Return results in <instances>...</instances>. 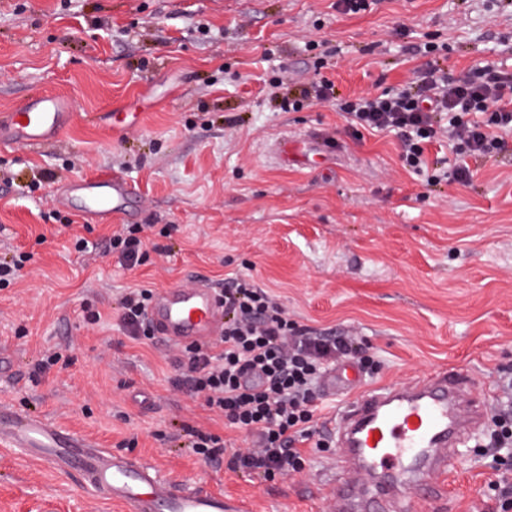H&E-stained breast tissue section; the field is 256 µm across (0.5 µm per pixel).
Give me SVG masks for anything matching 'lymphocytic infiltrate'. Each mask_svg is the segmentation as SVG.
<instances>
[{"mask_svg": "<svg viewBox=\"0 0 512 512\" xmlns=\"http://www.w3.org/2000/svg\"><path fill=\"white\" fill-rule=\"evenodd\" d=\"M429 60L416 79L398 90L342 97L331 81H310L279 95L280 108L296 112L325 103L345 115L352 128L395 133L404 166L427 165V143L447 137L456 156L449 181L469 184L470 160L499 155L504 136L512 132V73L484 65L463 77L448 73L439 48L427 43ZM154 232L150 224H129L113 234L110 250L119 264L140 265ZM224 330L206 345L181 348L173 362L175 387L203 397L224 418V425L243 435L244 445L203 429L186 434L199 460L227 463L264 481L303 472L309 464L303 446L316 438L318 382L326 368L343 358L370 364L365 348L350 336L298 325L266 289L245 276L224 281ZM148 288H131L120 303L121 324L135 340L152 339L145 311ZM503 396L490 418L481 446L499 476L491 483L497 512H512V375L499 377Z\"/></svg>", "mask_w": 512, "mask_h": 512, "instance_id": "f902f5d3", "label": "lymphocytic infiltrate"}]
</instances>
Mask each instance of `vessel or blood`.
<instances>
[{
	"instance_id": "1",
	"label": "vessel or blood",
	"mask_w": 512,
	"mask_h": 512,
	"mask_svg": "<svg viewBox=\"0 0 512 512\" xmlns=\"http://www.w3.org/2000/svg\"><path fill=\"white\" fill-rule=\"evenodd\" d=\"M71 122L70 99L40 94L0 114V147H40ZM138 194L125 178L102 174L70 181L61 201L86 221L109 224L128 219ZM223 312L218 293L201 279L189 289L157 290L147 315L161 343L184 347L218 336ZM472 385L471 375L461 370L368 387L352 364L330 369L321 388L339 401L329 432L341 456L319 473L335 486L327 512H349L356 502L365 512H440L454 453L472 447L488 417L486 406L472 399ZM0 441L55 470L81 473L93 492L123 504L127 512L245 510L223 493L175 486L130 454L96 447L47 419L1 404Z\"/></svg>"
}]
</instances>
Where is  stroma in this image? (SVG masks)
<instances>
[{
  "label": "stroma",
  "instance_id": "obj_1",
  "mask_svg": "<svg viewBox=\"0 0 512 512\" xmlns=\"http://www.w3.org/2000/svg\"><path fill=\"white\" fill-rule=\"evenodd\" d=\"M334 2L0 0V113L46 91L74 112L53 143L0 150V258L30 256L0 288V403L134 455L178 486L246 499L249 512H323L333 487L317 471L330 453L308 448L304 473L269 483L154 437L183 424L221 433L224 419L173 386L176 348L125 335L122 296L200 278L220 288L239 274L299 325L356 338L374 360L366 384L454 368L493 408L512 368V133L502 154L474 164L469 185L432 187L448 148L406 169L395 134L352 132L324 104L281 111L268 87L323 77L347 97L396 88L429 41L447 46L453 75L478 64L512 72V0H377L355 15ZM283 135L325 152L280 164L270 148ZM112 173L139 186L140 223L170 229L132 269L108 250L120 223L86 222L54 200L67 181ZM78 236L92 253L73 250ZM86 303L99 324L84 323ZM58 347L66 362L29 381ZM494 477L478 453L451 462L447 512H490ZM0 512L122 508L0 444Z\"/></svg>",
  "mask_w": 512,
  "mask_h": 512
}]
</instances>
